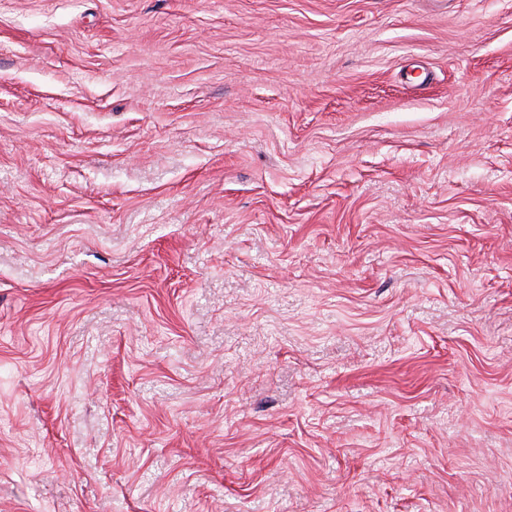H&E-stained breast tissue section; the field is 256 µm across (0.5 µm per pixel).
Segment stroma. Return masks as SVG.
Returning <instances> with one entry per match:
<instances>
[{"label":"stroma","mask_w":512,"mask_h":512,"mask_svg":"<svg viewBox=\"0 0 512 512\" xmlns=\"http://www.w3.org/2000/svg\"><path fill=\"white\" fill-rule=\"evenodd\" d=\"M0 512H512V0H0Z\"/></svg>","instance_id":"35a3bbf8"}]
</instances>
